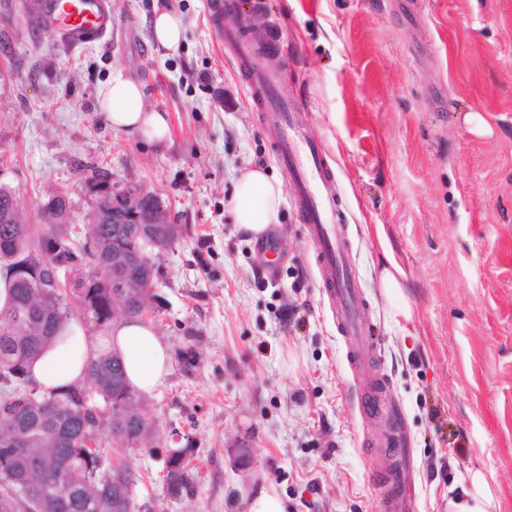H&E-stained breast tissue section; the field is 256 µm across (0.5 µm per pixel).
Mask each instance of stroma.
Listing matches in <instances>:
<instances>
[{"mask_svg":"<svg viewBox=\"0 0 512 512\" xmlns=\"http://www.w3.org/2000/svg\"><path fill=\"white\" fill-rule=\"evenodd\" d=\"M111 2V38L71 49L21 0H0V183L33 224L67 192L78 228L91 211L80 178L103 168L156 194L178 226L153 258L148 320L171 357L147 397L161 441L107 450L130 463L136 504L245 512L273 488L288 512H380L371 475L396 436L413 512H456L464 489L512 512V0H268L253 16L250 37L279 30V93L336 172L394 426L355 410L366 380L348 368L296 211L282 204L270 225L275 252L231 221L241 173L285 174L207 0ZM161 11L182 21L178 48L151 36ZM115 76L166 114V142L112 129L98 94ZM393 262L403 275L387 288ZM176 433L197 481L174 496L163 477ZM240 442L246 470L229 455Z\"/></svg>","mask_w":512,"mask_h":512,"instance_id":"stroma-1","label":"stroma"}]
</instances>
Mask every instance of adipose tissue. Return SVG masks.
Listing matches in <instances>:
<instances>
[{"label": "adipose tissue", "mask_w": 512, "mask_h": 512, "mask_svg": "<svg viewBox=\"0 0 512 512\" xmlns=\"http://www.w3.org/2000/svg\"><path fill=\"white\" fill-rule=\"evenodd\" d=\"M142 96L137 83L118 76L101 88L100 108L113 128L140 134L151 144L163 143L170 134L168 121L162 113L145 111ZM282 201L281 183L270 179L263 169L252 168L240 175L229 211L239 230L257 237L278 223ZM109 341L117 349L134 390L150 393L163 383L170 356L150 325L120 321ZM99 349L98 340L86 336L78 324H71L67 340L48 347L33 363L31 375L45 390L77 383Z\"/></svg>", "instance_id": "adipose-tissue-1"}]
</instances>
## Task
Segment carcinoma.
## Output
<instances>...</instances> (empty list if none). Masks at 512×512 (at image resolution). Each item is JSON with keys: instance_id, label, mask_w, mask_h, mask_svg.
<instances>
[{"instance_id": "1", "label": "carcinoma", "mask_w": 512, "mask_h": 512, "mask_svg": "<svg viewBox=\"0 0 512 512\" xmlns=\"http://www.w3.org/2000/svg\"><path fill=\"white\" fill-rule=\"evenodd\" d=\"M83 181L101 188L112 186V174L94 168ZM14 192L0 185V250L8 248L19 255L41 257L51 254V240L68 231L67 195L53 196L42 211V223L14 218ZM137 224H89L83 237L71 235L67 244L84 248L91 240L94 251L91 265L69 269L71 278L84 283L82 288H24L0 270L7 282L6 296L0 302V379L11 381L20 389L16 397L0 395V440L19 433L24 449L0 446V512H58L53 503L56 493L68 498V512H114L112 483L98 469L105 447H84L81 429L85 415L81 389L87 385L98 390L100 400L124 397L128 407L119 411L102 429L107 440L112 436L135 439L142 448L155 444V424L142 410L141 396L124 382L123 366L111 354L99 353L86 366V376L79 384L56 392H45L29 374L32 363L43 350L62 335L73 320L108 336L113 323L112 296L94 276L92 266L112 277V250L130 252L138 248ZM34 301L44 310L43 323L36 326L22 316L24 304ZM40 458L50 463L43 470L30 467V460ZM60 458L72 460L70 468L58 470L51 464ZM164 475L168 490L192 480V472L184 471L179 460L169 461Z\"/></svg>"}]
</instances>
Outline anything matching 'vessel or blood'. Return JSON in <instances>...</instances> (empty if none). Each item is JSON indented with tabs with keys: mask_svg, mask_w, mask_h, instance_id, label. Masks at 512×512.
Listing matches in <instances>:
<instances>
[{
	"mask_svg": "<svg viewBox=\"0 0 512 512\" xmlns=\"http://www.w3.org/2000/svg\"><path fill=\"white\" fill-rule=\"evenodd\" d=\"M242 10L238 0H216L211 22L224 38V47L238 61L249 97L262 114V125L276 147L280 165L292 190L291 203L315 252L323 297L331 307L344 310L338 332L344 340L345 357L351 372L367 364L371 338L362 319L367 313L358 293L349 261V246L335 224L331 201L336 177L325 165L322 145L310 138L295 120L293 102L281 98L277 80L288 65L281 52L280 37L255 49L236 20ZM109 0H53L46 29L68 47L82 46L112 34ZM381 512H410L402 486L401 471L383 475Z\"/></svg>",
	"mask_w": 512,
	"mask_h": 512,
	"instance_id": "1",
	"label": "vessel or blood"
}]
</instances>
